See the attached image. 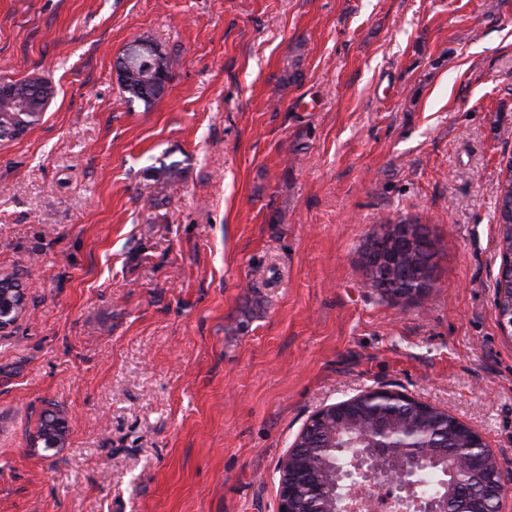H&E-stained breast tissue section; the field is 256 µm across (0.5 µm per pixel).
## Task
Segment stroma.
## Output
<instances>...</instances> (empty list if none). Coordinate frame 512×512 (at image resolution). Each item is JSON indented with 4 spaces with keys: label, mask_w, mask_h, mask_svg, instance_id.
Wrapping results in <instances>:
<instances>
[{
    "label": "stroma",
    "mask_w": 512,
    "mask_h": 512,
    "mask_svg": "<svg viewBox=\"0 0 512 512\" xmlns=\"http://www.w3.org/2000/svg\"><path fill=\"white\" fill-rule=\"evenodd\" d=\"M139 38L170 65L148 108L115 72ZM31 76L55 98L0 142V272L27 292L0 512H278L311 416L378 387L512 465V0H0V81ZM398 216L438 252L412 301L362 265ZM50 413L64 448L33 442Z\"/></svg>",
    "instance_id": "obj_1"
}]
</instances>
